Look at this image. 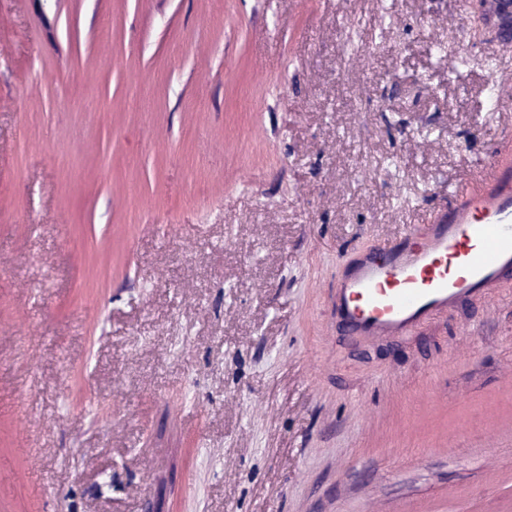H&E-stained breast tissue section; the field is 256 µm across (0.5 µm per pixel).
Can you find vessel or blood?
Returning <instances> with one entry per match:
<instances>
[{
  "label": "vessel or blood",
  "mask_w": 512,
  "mask_h": 512,
  "mask_svg": "<svg viewBox=\"0 0 512 512\" xmlns=\"http://www.w3.org/2000/svg\"><path fill=\"white\" fill-rule=\"evenodd\" d=\"M512 270V164L485 166L401 244L369 251L336 290L340 327L404 337Z\"/></svg>",
  "instance_id": "b4317fda"
}]
</instances>
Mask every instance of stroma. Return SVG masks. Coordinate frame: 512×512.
I'll list each match as a JSON object with an SVG mask.
<instances>
[{"label":"stroma","instance_id":"stroma-1","mask_svg":"<svg viewBox=\"0 0 512 512\" xmlns=\"http://www.w3.org/2000/svg\"><path fill=\"white\" fill-rule=\"evenodd\" d=\"M509 127L476 0H0V512H512V277L332 311Z\"/></svg>","mask_w":512,"mask_h":512}]
</instances>
